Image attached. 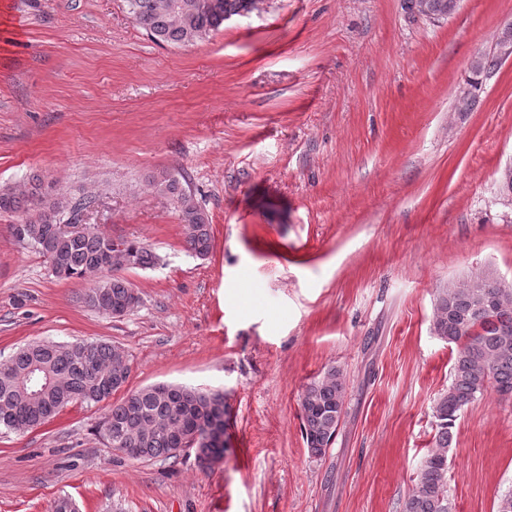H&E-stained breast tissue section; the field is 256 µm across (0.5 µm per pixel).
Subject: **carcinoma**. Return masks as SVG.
I'll list each match as a JSON object with an SVG mask.
<instances>
[{
	"instance_id": "carcinoma-1",
	"label": "carcinoma",
	"mask_w": 512,
	"mask_h": 512,
	"mask_svg": "<svg viewBox=\"0 0 512 512\" xmlns=\"http://www.w3.org/2000/svg\"><path fill=\"white\" fill-rule=\"evenodd\" d=\"M133 19L159 44L186 45L217 31L224 21L253 11L258 0H127ZM148 186L163 196L182 224L187 249L205 258L212 247V224L194 193L177 174L162 171ZM96 196H70L35 175L20 186L0 187V212L17 215L15 237L46 258L62 280L81 279L94 286L81 296L100 312L126 301L131 283L118 272L150 269L157 256L142 243L114 238L97 224H73L61 233V217L91 208ZM108 266V274L101 268ZM433 333L456 346L448 388L433 404L435 448L420 467L403 512H452L448 495V452L459 412L492 390L512 398V285L472 275L442 289L438 295ZM121 361L116 347L100 340L58 343L38 341L19 348L0 367V429L17 431L41 426L73 403L92 406L106 400V383ZM347 380L330 367L308 384L300 400L301 430L311 454L331 447L344 413ZM229 404L224 392L170 386L165 397L152 386L127 394L99 424L109 445L136 448L142 460L168 459L180 448L177 436L190 434L189 418L216 421L227 427ZM191 447L214 458L226 447L201 434Z\"/></svg>"
}]
</instances>
